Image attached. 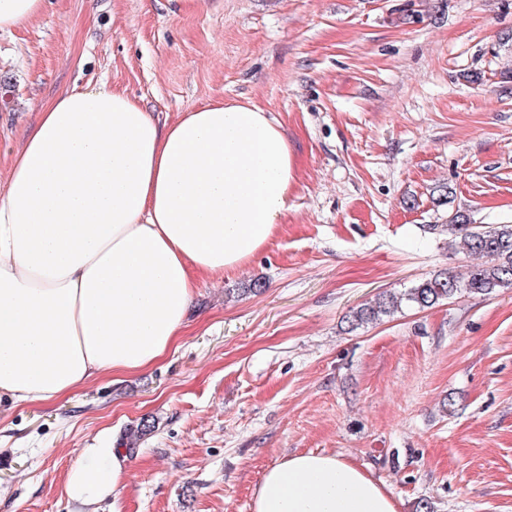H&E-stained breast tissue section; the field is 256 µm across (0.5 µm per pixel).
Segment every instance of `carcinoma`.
Listing matches in <instances>:
<instances>
[{
    "instance_id": "1",
    "label": "carcinoma",
    "mask_w": 512,
    "mask_h": 512,
    "mask_svg": "<svg viewBox=\"0 0 512 512\" xmlns=\"http://www.w3.org/2000/svg\"><path fill=\"white\" fill-rule=\"evenodd\" d=\"M446 229L459 234L462 251L476 259L466 276L443 270L421 278L403 293L381 292L352 310L347 319L348 330L376 324L397 313L404 304L423 310L462 291L491 295L500 289L512 288V224L487 228L473 225L468 214L457 211L448 216ZM148 431L150 425L143 421L126 431L120 445L134 448Z\"/></svg>"
}]
</instances>
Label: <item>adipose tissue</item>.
<instances>
[{
	"instance_id": "ef3b65f1",
	"label": "adipose tissue",
	"mask_w": 512,
	"mask_h": 512,
	"mask_svg": "<svg viewBox=\"0 0 512 512\" xmlns=\"http://www.w3.org/2000/svg\"><path fill=\"white\" fill-rule=\"evenodd\" d=\"M7 153L0 182V398L57 400L107 373L146 370L185 326L191 272L243 267L288 208L281 125L217 101L167 122L101 84L63 91ZM65 492L116 495L121 449L84 448ZM253 512H398L333 453L269 467Z\"/></svg>"
}]
</instances>
